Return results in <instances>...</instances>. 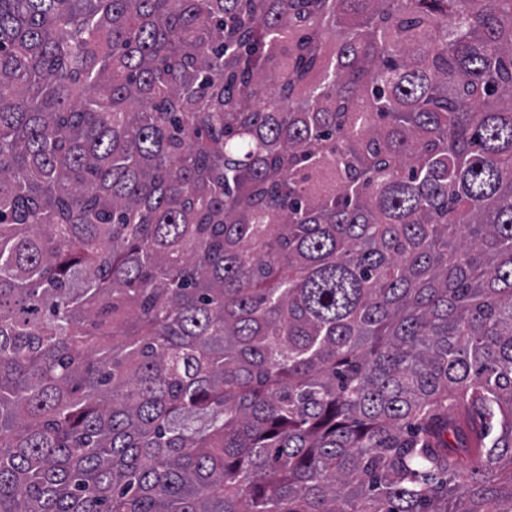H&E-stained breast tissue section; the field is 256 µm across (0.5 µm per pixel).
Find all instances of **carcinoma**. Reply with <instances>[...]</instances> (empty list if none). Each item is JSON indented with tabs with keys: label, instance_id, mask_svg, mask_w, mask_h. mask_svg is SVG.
I'll return each mask as SVG.
<instances>
[{
	"label": "carcinoma",
	"instance_id": "1",
	"mask_svg": "<svg viewBox=\"0 0 512 512\" xmlns=\"http://www.w3.org/2000/svg\"><path fill=\"white\" fill-rule=\"evenodd\" d=\"M0 512H512V0H0Z\"/></svg>",
	"mask_w": 512,
	"mask_h": 512
}]
</instances>
